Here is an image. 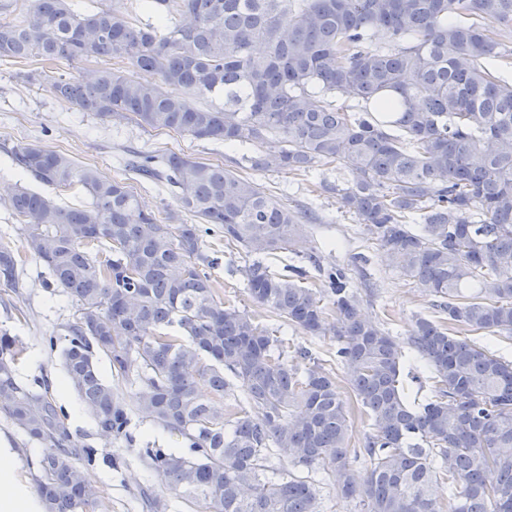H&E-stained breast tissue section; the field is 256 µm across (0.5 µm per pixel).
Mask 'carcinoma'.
<instances>
[{
	"mask_svg": "<svg viewBox=\"0 0 512 512\" xmlns=\"http://www.w3.org/2000/svg\"><path fill=\"white\" fill-rule=\"evenodd\" d=\"M385 30L378 45L372 32ZM512 0H136L81 13L71 0H0V60L64 62L54 97L102 120H133L250 152L256 171L301 172L337 162L351 175L330 190L410 278L431 308L409 345L433 395L412 405L399 342L365 318L344 270L326 275L335 321L303 286L256 259L243 270L251 301L285 323L333 333L351 391L370 420L363 447L336 376L304 373L292 349L224 302L203 235L224 233L256 256L302 251V212L234 171L173 151L131 152L127 171L173 188L196 224H161L122 179L30 144L14 165L43 184H80L91 198L64 208L27 188L8 194L31 252L74 300L61 358L98 431L126 435L128 413L98 356L137 387L140 413L190 441L188 459L145 449L162 483L197 512H319L316 485L270 475L272 450L322 467L360 512H512V360L467 337L512 341ZM153 75L140 81L122 66ZM224 99L194 106L187 96ZM357 101L351 110L336 97ZM417 216L421 230L408 219ZM18 257L0 244V288H17ZM16 337L0 331V412L43 452L42 512H92L99 488L75 463L77 443L47 391L18 383ZM258 417L227 418L233 384ZM364 455V477L351 468Z\"/></svg>",
	"mask_w": 512,
	"mask_h": 512,
	"instance_id": "obj_1",
	"label": "carcinoma"
}]
</instances>
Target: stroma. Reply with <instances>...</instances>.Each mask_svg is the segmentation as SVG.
<instances>
[{
	"label": "stroma",
	"instance_id": "35a3bbf8",
	"mask_svg": "<svg viewBox=\"0 0 512 512\" xmlns=\"http://www.w3.org/2000/svg\"><path fill=\"white\" fill-rule=\"evenodd\" d=\"M29 144L63 152L78 165L95 167L110 179L123 176L120 160L127 149L157 153L171 150L215 164L224 163L232 153L221 144L74 111L50 93L43 77L28 75L25 65L0 62V189L18 185L53 197L66 208L88 206L90 197L79 186H48L15 170L11 151ZM237 172L252 176L268 195L306 213L303 253L281 249L263 255V262L273 272L286 274L291 268H302L306 272L304 285L322 293L328 282L321 267L343 268L360 293L365 314L402 342L409 336L415 315L431 314L426 298L412 280L389 265L377 242L329 191V184L349 178L338 164H319L296 174L274 167L254 172L244 163ZM0 243L9 245L21 258L17 288H0V330H8L23 346L16 378L24 385L44 382L62 409L65 424L82 449L76 463L85 468L101 492L96 512H150L147 500L151 497L161 502L164 512H193L191 504L163 485L143 457L147 447L191 456L189 441L145 418L136 408L135 388L112 374L106 358H99L98 366L126 405L130 440L101 435L74 388L66 387L59 349L65 344L67 327L74 321L77 307L54 287L47 269L28 253L20 224L1 202ZM204 249L220 259L210 274L221 298L254 312L257 321L273 334L290 339L302 349V356L293 360L298 370H305L314 360L325 368L337 369L335 336L308 335L283 325L268 311L255 309L242 275L243 267L252 261L251 255L239 246L225 247L220 232L205 236ZM311 252L319 256V265L307 261ZM0 438L7 440L14 454L20 484L26 491H33L41 445L1 414Z\"/></svg>",
	"mask_w": 512,
	"mask_h": 512
}]
</instances>
